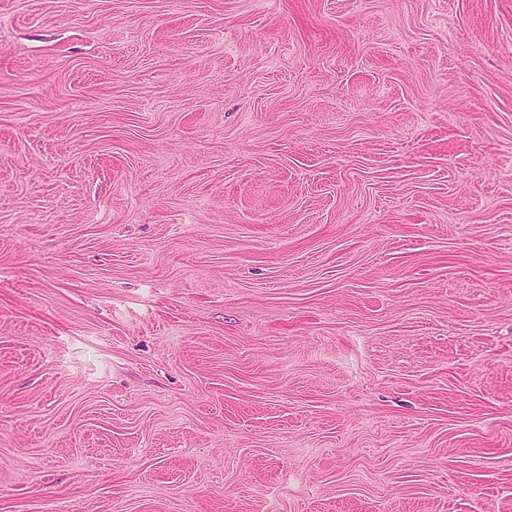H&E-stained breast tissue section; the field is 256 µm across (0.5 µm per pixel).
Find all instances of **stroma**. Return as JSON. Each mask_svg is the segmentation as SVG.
<instances>
[{
  "label": "stroma",
  "instance_id": "35a3bbf8",
  "mask_svg": "<svg viewBox=\"0 0 512 512\" xmlns=\"http://www.w3.org/2000/svg\"><path fill=\"white\" fill-rule=\"evenodd\" d=\"M0 512H512V0H0Z\"/></svg>",
  "mask_w": 512,
  "mask_h": 512
}]
</instances>
